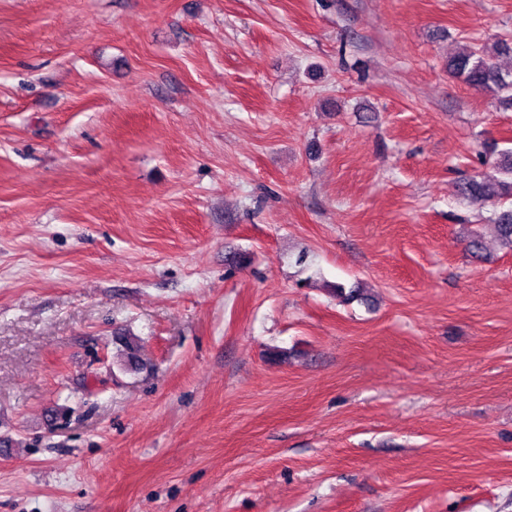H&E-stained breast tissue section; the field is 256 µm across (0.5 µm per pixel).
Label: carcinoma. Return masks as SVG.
Returning <instances> with one entry per match:
<instances>
[{"instance_id": "obj_1", "label": "carcinoma", "mask_w": 512, "mask_h": 512, "mask_svg": "<svg viewBox=\"0 0 512 512\" xmlns=\"http://www.w3.org/2000/svg\"><path fill=\"white\" fill-rule=\"evenodd\" d=\"M506 55H512V40H498L490 48L466 47L448 58V71L475 90H493L512 109V72L502 71L498 63ZM486 164L489 171L464 180L461 191L474 201L512 199V149L499 151ZM493 224L499 238L512 247V207L494 212Z\"/></svg>"}]
</instances>
